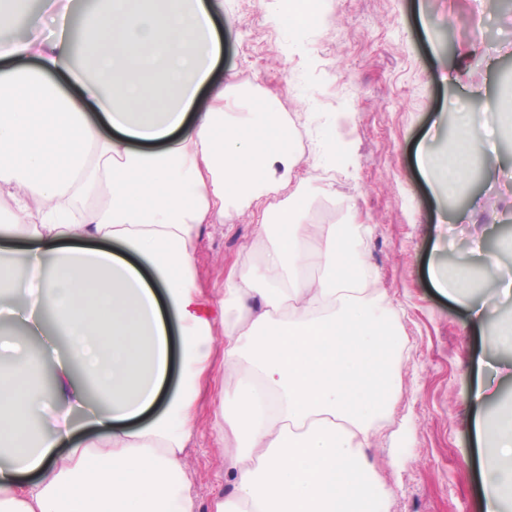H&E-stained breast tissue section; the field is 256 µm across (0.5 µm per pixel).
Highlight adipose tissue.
<instances>
[{"label": "adipose tissue", "mask_w": 512, "mask_h": 512, "mask_svg": "<svg viewBox=\"0 0 512 512\" xmlns=\"http://www.w3.org/2000/svg\"><path fill=\"white\" fill-rule=\"evenodd\" d=\"M30 0H0V31L31 68L0 69V236L25 243L28 274L0 258V322L51 344L53 391L26 348L0 335V512H196L186 444L192 383L220 349L223 419L216 447L230 487L212 512H381L389 490L369 455L398 370L389 302L353 263L359 238L308 220L293 131L272 105L228 114L208 80L218 53L206 0H100L71 30L69 5L43 36ZM209 101L189 107L201 89ZM492 125L457 113L458 136L422 176L447 198L498 161L512 98L489 103ZM287 188L278 206L262 188ZM247 199L258 262L226 274L217 297L194 277L203 224ZM498 293L471 305L475 276ZM434 285L476 317L512 294V267L481 252L478 270ZM64 347H57L58 337ZM181 388L162 395L172 351ZM478 435L498 455L486 512L512 501V411Z\"/></svg>", "instance_id": "adipose-tissue-1"}]
</instances>
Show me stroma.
Segmentation results:
<instances>
[{
    "label": "stroma",
    "mask_w": 512,
    "mask_h": 512,
    "mask_svg": "<svg viewBox=\"0 0 512 512\" xmlns=\"http://www.w3.org/2000/svg\"><path fill=\"white\" fill-rule=\"evenodd\" d=\"M494 0H320L316 24L279 20L275 0H219L222 57L214 82L275 104L294 121L308 159L309 221L363 230L361 256L398 326L397 389L371 454L392 489L384 512H485V473L497 455L478 444L474 421L512 408V354L492 341L512 320V299L474 323L429 283L427 267L452 269L490 244L486 207L512 218V139L499 142L497 171L471 175L456 203L420 178L418 146L433 127L454 129L455 110H480L512 94V13ZM452 24H445V17ZM441 139L434 148H441ZM243 201L195 241L199 287L217 292L224 266L253 241ZM220 364L194 385L196 434L187 447L196 512L227 492L214 450ZM483 387L488 401L467 393Z\"/></svg>",
    "instance_id": "stroma-1"
}]
</instances>
